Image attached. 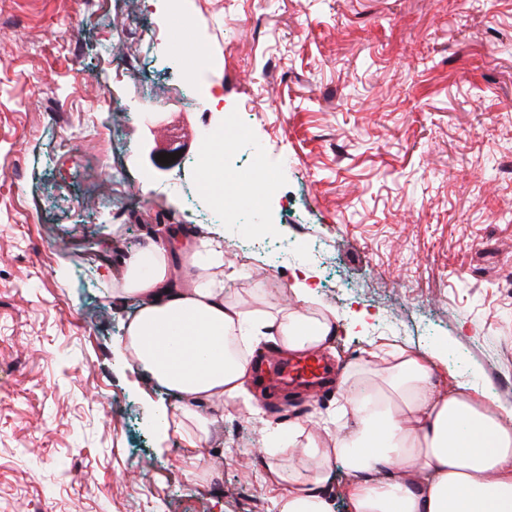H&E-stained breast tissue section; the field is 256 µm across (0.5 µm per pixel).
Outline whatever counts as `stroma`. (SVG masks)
Here are the masks:
<instances>
[{"mask_svg": "<svg viewBox=\"0 0 512 512\" xmlns=\"http://www.w3.org/2000/svg\"><path fill=\"white\" fill-rule=\"evenodd\" d=\"M167 25L210 70L149 40ZM234 113L237 161L213 160L231 183L266 150L265 238L289 253L241 258L223 221L225 292L263 309L305 265L341 323L321 396L251 379L263 414L224 408L191 450L156 426L179 398L118 354L137 302L106 267L115 242L202 234L195 161ZM109 170L140 199L119 220ZM509 273L512 0H0V512H274L268 426L335 411L383 345L446 349L448 382L512 404Z\"/></svg>", "mask_w": 512, "mask_h": 512, "instance_id": "stroma-1", "label": "stroma"}]
</instances>
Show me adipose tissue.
I'll return each instance as SVG.
<instances>
[{
	"label": "adipose tissue",
	"instance_id": "1",
	"mask_svg": "<svg viewBox=\"0 0 512 512\" xmlns=\"http://www.w3.org/2000/svg\"><path fill=\"white\" fill-rule=\"evenodd\" d=\"M177 255L194 269L180 283L169 275ZM223 267L221 234L192 240L181 231L119 256L112 272L113 298L139 303L122 355L180 398L178 410L160 408L158 428L190 449L207 447L215 401L260 414L246 390L254 344L267 338L288 355L336 335L337 317L315 307L310 276L290 286L299 308L246 311L225 293ZM337 386L332 431L318 434L304 420L268 429L274 512H334L327 482L338 465L353 476L349 512H512V405L490 406L471 382L446 383L434 352L404 346L387 367L360 361Z\"/></svg>",
	"mask_w": 512,
	"mask_h": 512
}]
</instances>
